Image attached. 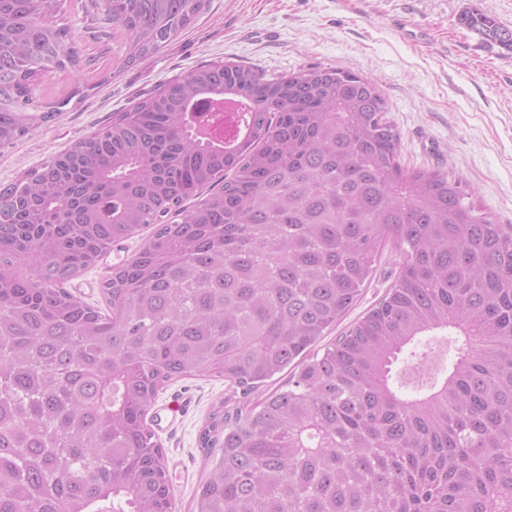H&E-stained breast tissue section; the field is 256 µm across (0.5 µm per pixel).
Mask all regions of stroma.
Segmentation results:
<instances>
[{"label":"stroma","instance_id":"35a3bbf8","mask_svg":"<svg viewBox=\"0 0 512 512\" xmlns=\"http://www.w3.org/2000/svg\"><path fill=\"white\" fill-rule=\"evenodd\" d=\"M495 16L512 29V0H207L195 22L153 56L125 65L121 33L106 34L82 9L65 23L93 71H54L34 84L38 101L66 105L29 134L0 145V185L106 126L167 80L197 66L251 65L266 76L310 67L338 68L374 80L386 115L400 135L402 166L459 177L495 222L512 225V53L490 50L459 23L468 9ZM149 236L141 230L112 244L101 260L66 282L76 299L103 306L101 286L114 267L134 257ZM398 257L383 253L372 281L343 319L351 324L374 307L393 283ZM227 380H175L147 416L165 451L175 512H191L205 479L199 434L221 401ZM183 395L193 410L171 420L168 405Z\"/></svg>","mask_w":512,"mask_h":512}]
</instances>
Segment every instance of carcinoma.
Instances as JSON below:
<instances>
[{
	"label": "carcinoma",
	"mask_w": 512,
	"mask_h": 512,
	"mask_svg": "<svg viewBox=\"0 0 512 512\" xmlns=\"http://www.w3.org/2000/svg\"><path fill=\"white\" fill-rule=\"evenodd\" d=\"M204 0H105L133 65ZM67 0H0V144L46 122L32 83L80 70ZM462 25L512 50L478 10ZM243 103L225 147L189 110ZM39 114V121L28 118ZM369 78L265 77L213 62L0 188V419L5 512H172L146 415L170 381L217 374L241 397L199 436L213 468L193 512H512V227L460 180L409 169ZM153 227L94 310L63 285ZM395 282L324 347L383 250ZM453 354L434 376L432 340ZM292 368L288 389L249 399Z\"/></svg>",
	"instance_id": "1"
}]
</instances>
